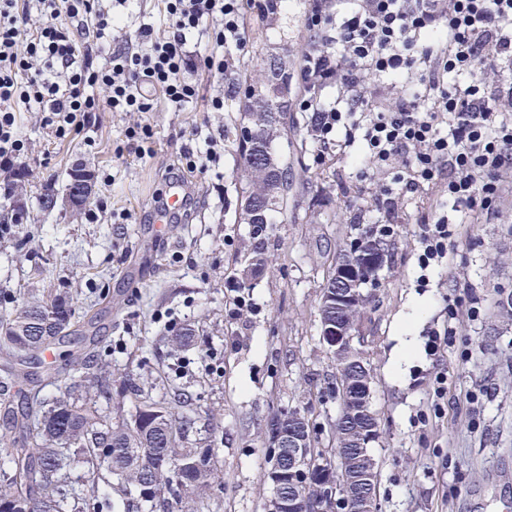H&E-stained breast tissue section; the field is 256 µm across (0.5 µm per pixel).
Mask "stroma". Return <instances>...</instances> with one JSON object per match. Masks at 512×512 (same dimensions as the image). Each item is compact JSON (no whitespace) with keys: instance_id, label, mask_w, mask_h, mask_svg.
I'll return each instance as SVG.
<instances>
[{"instance_id":"35a3bbf8","label":"stroma","mask_w":512,"mask_h":512,"mask_svg":"<svg viewBox=\"0 0 512 512\" xmlns=\"http://www.w3.org/2000/svg\"><path fill=\"white\" fill-rule=\"evenodd\" d=\"M309 0H286L268 17L246 7V48L228 71L197 66L190 78L201 101L182 109L96 112L89 133L58 139L29 112L19 128L27 144L15 160L28 169V220L0 224V318L65 292L77 319L94 318L99 344L59 345L54 367L75 355L112 373L113 423L129 421L141 397L174 406L189 424L192 448L216 451L215 482L203 512H270L273 450L269 416L297 409L316 448L330 450L339 411L336 369L320 339L319 305L332 266L359 228L381 220L375 199L400 172L372 177L353 165L365 144L318 152L304 131L276 141L287 156L295 193L262 239L236 221L241 93L233 74L257 69L269 54L297 57L309 37ZM120 38L167 29L163 0H127ZM220 95L224 109H207ZM152 128V152L127 144L126 130ZM220 137L207 172L184 169L181 152L203 135ZM88 168L95 193L80 214L43 209L45 186L62 189L67 173ZM180 175L196 202L181 222L158 226L154 199ZM436 186L403 196L386 237L388 268L372 286L375 303L361 326L371 368L379 438L378 512H501L512 498V196L500 217L463 216L448 258L422 268L418 227L445 205ZM268 262L251 271L254 250ZM247 305L230 316L232 288ZM456 334H443L447 322ZM186 340H178L179 332ZM415 351L397 354L405 342ZM448 392L435 395L436 376ZM133 377L143 396L126 392Z\"/></svg>"}]
</instances>
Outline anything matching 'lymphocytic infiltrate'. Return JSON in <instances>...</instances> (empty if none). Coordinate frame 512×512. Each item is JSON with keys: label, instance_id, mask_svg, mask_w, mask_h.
<instances>
[{"label": "lymphocytic infiltrate", "instance_id": "f902f5d3", "mask_svg": "<svg viewBox=\"0 0 512 512\" xmlns=\"http://www.w3.org/2000/svg\"><path fill=\"white\" fill-rule=\"evenodd\" d=\"M244 0H165L166 37L142 28L135 46L112 47L109 0H0V165L25 152L22 112L41 114L57 138L84 129L91 113L151 112V89L174 107L193 102L185 80L189 38L210 43L208 70L226 68V48L242 47ZM46 19L37 33L32 13ZM306 25L313 44L302 58L301 111L310 115L321 150L337 130H361L376 170L403 161L402 193L448 180L451 212L500 214L512 183V0H311ZM96 53H79L78 36ZM466 76L462 86L449 74ZM378 76L393 101L368 94ZM332 86L335 99L322 98Z\"/></svg>", "mask_w": 512, "mask_h": 512}]
</instances>
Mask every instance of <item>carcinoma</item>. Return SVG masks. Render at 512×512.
I'll return each instance as SVG.
<instances>
[{
	"mask_svg": "<svg viewBox=\"0 0 512 512\" xmlns=\"http://www.w3.org/2000/svg\"><path fill=\"white\" fill-rule=\"evenodd\" d=\"M249 110L262 115V128L250 138L240 128V162L266 154L282 173L288 159H275L278 133L268 105L255 96ZM242 169L239 195L251 193L269 224L274 212L288 216V202L265 206V199L252 192L253 167ZM71 338L89 347L97 344V337L76 324L75 312L62 293L0 319V358L9 365L11 381H31L28 367L39 354ZM111 387L110 378L103 376L88 399L67 397L48 403L35 393L18 410L12 401L3 400L21 437L0 452L5 456L0 464V512H97L96 494L85 495L69 480L68 461L76 457L107 486L117 481L124 494L137 495L158 512H200L214 478V468L197 463L202 449L183 447V424L152 402H144L131 422L112 425L96 408L97 399L111 393Z\"/></svg>",
	"mask_w": 512,
	"mask_h": 512,
	"instance_id": "obj_1",
	"label": "carcinoma"
}]
</instances>
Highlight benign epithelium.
Here are the masks:
<instances>
[{
    "label": "benign epithelium",
    "mask_w": 512,
    "mask_h": 512,
    "mask_svg": "<svg viewBox=\"0 0 512 512\" xmlns=\"http://www.w3.org/2000/svg\"><path fill=\"white\" fill-rule=\"evenodd\" d=\"M257 86L277 112L279 126L287 125L291 94L287 70L267 60ZM73 175L79 190L66 196V202L77 209L89 201L91 173L77 167ZM371 244L365 235L355 242L365 249L360 267L344 259L336 261L320 304L322 342L330 352L354 366L350 373L338 375L336 398L343 412L356 419V425L342 434L344 447L333 451L332 465L327 466L314 462L316 449L309 425L299 412H278L267 420L265 437L271 447L279 449L268 473L275 492V512H334L340 501L351 512L377 510L376 462L370 448L378 437V423L371 405L370 371L354 344L365 315L360 305L369 283L367 272L376 279L387 262L384 251Z\"/></svg>",
    "instance_id": "obj_1"
}]
</instances>
